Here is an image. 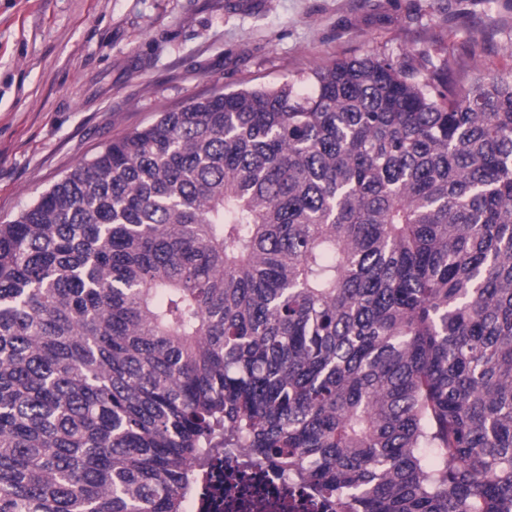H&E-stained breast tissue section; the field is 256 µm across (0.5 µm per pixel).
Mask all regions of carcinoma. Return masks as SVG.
<instances>
[{
	"instance_id": "carcinoma-1",
	"label": "carcinoma",
	"mask_w": 512,
	"mask_h": 512,
	"mask_svg": "<svg viewBox=\"0 0 512 512\" xmlns=\"http://www.w3.org/2000/svg\"><path fill=\"white\" fill-rule=\"evenodd\" d=\"M219 447L512 512L511 64L214 91L0 224V512H184Z\"/></svg>"
}]
</instances>
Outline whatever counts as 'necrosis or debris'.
<instances>
[{
  "label": "necrosis or debris",
  "instance_id": "obj_1",
  "mask_svg": "<svg viewBox=\"0 0 512 512\" xmlns=\"http://www.w3.org/2000/svg\"><path fill=\"white\" fill-rule=\"evenodd\" d=\"M335 501L274 466L251 460L243 448L220 449L203 460L187 512H335Z\"/></svg>",
  "mask_w": 512,
  "mask_h": 512
}]
</instances>
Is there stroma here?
<instances>
[{"label":"stroma","mask_w":512,"mask_h":512,"mask_svg":"<svg viewBox=\"0 0 512 512\" xmlns=\"http://www.w3.org/2000/svg\"><path fill=\"white\" fill-rule=\"evenodd\" d=\"M512 62V0H0V224L112 139L336 57Z\"/></svg>","instance_id":"stroma-1"}]
</instances>
